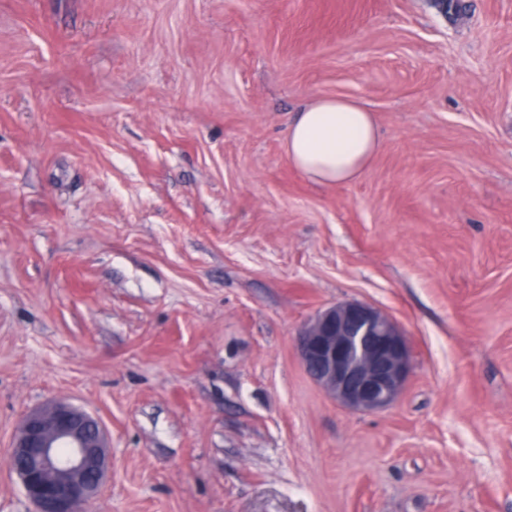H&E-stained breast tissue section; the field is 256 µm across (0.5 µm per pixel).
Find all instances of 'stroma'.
<instances>
[{
  "label": "stroma",
  "instance_id": "obj_1",
  "mask_svg": "<svg viewBox=\"0 0 512 512\" xmlns=\"http://www.w3.org/2000/svg\"><path fill=\"white\" fill-rule=\"evenodd\" d=\"M0 0V512L24 414L96 415L88 512H512V0ZM373 112L358 181L289 161L311 99ZM404 333L389 408L298 331ZM297 350L316 383L341 405L361 412L391 406L410 372L408 345L398 325L358 301L319 312L300 331Z\"/></svg>",
  "mask_w": 512,
  "mask_h": 512
}]
</instances>
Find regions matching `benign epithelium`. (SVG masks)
<instances>
[{
  "instance_id": "benign-epithelium-1",
  "label": "benign epithelium",
  "mask_w": 512,
  "mask_h": 512,
  "mask_svg": "<svg viewBox=\"0 0 512 512\" xmlns=\"http://www.w3.org/2000/svg\"><path fill=\"white\" fill-rule=\"evenodd\" d=\"M297 350L316 383L341 405L361 412L391 406L410 372L398 325L358 301L319 312L300 331ZM9 464L34 512H84L108 476L112 454L99 419L58 400L24 415Z\"/></svg>"
}]
</instances>
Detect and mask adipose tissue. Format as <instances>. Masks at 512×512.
Wrapping results in <instances>:
<instances>
[{"mask_svg": "<svg viewBox=\"0 0 512 512\" xmlns=\"http://www.w3.org/2000/svg\"><path fill=\"white\" fill-rule=\"evenodd\" d=\"M285 142L289 160L303 174L324 184L346 183L365 175L379 130L358 102L318 97L289 124Z\"/></svg>", "mask_w": 512, "mask_h": 512, "instance_id": "obj_1", "label": "adipose tissue"}]
</instances>
